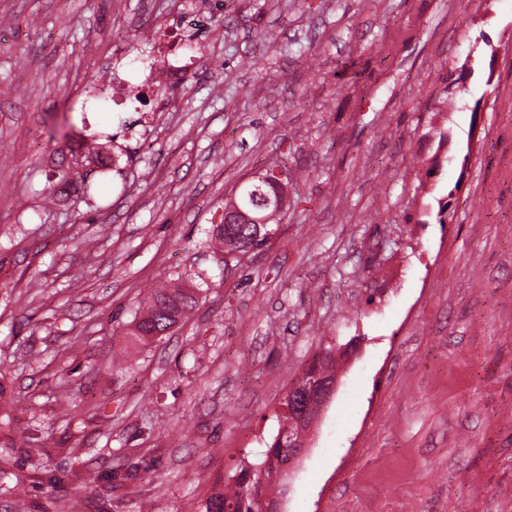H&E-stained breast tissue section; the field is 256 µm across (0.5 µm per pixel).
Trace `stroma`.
Instances as JSON below:
<instances>
[{
  "mask_svg": "<svg viewBox=\"0 0 512 512\" xmlns=\"http://www.w3.org/2000/svg\"><path fill=\"white\" fill-rule=\"evenodd\" d=\"M173 17L0 0V512H196L356 336L284 512H512V0H224L127 100ZM284 165L277 235L225 262V200ZM178 283L198 310L136 341ZM198 293L197 288L151 289L129 334L141 343L153 341L156 334L189 318L199 306Z\"/></svg>",
  "mask_w": 512,
  "mask_h": 512,
  "instance_id": "obj_1",
  "label": "stroma"
}]
</instances>
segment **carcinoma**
I'll use <instances>...</instances> for the list:
<instances>
[{
  "instance_id": "1",
  "label": "carcinoma",
  "mask_w": 512,
  "mask_h": 512,
  "mask_svg": "<svg viewBox=\"0 0 512 512\" xmlns=\"http://www.w3.org/2000/svg\"><path fill=\"white\" fill-rule=\"evenodd\" d=\"M268 217V224H226L218 231H211L212 249L241 261L246 255L260 249L269 241V233L277 232L281 212L269 207L259 211ZM200 296L195 288H153L141 304L140 314L132 322L130 335L141 343L151 342L155 335L186 319L197 309ZM336 353L328 346L316 353L302 375L336 378ZM309 423L299 415L284 412L279 423L278 435L282 440L270 442L265 456L253 463L250 471L241 466L224 480V488L211 493L200 504L198 512H269L273 501L282 494V487H273L271 478L272 458L280 457L281 449L288 445V429L306 431Z\"/></svg>"
}]
</instances>
